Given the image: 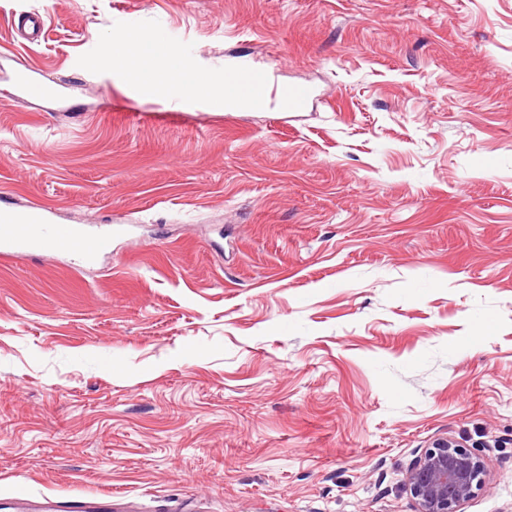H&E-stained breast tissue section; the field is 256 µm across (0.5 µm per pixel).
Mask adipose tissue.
Wrapping results in <instances>:
<instances>
[{"instance_id":"adipose-tissue-1","label":"adipose tissue","mask_w":512,"mask_h":512,"mask_svg":"<svg viewBox=\"0 0 512 512\" xmlns=\"http://www.w3.org/2000/svg\"><path fill=\"white\" fill-rule=\"evenodd\" d=\"M93 65L118 71L130 84L167 95L188 92L226 105V76L199 71L189 65H175L167 49L154 47L149 37L137 31H122L110 38L104 55L93 58Z\"/></svg>"}]
</instances>
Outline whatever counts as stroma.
<instances>
[{
  "label": "stroma",
  "mask_w": 512,
  "mask_h": 512,
  "mask_svg": "<svg viewBox=\"0 0 512 512\" xmlns=\"http://www.w3.org/2000/svg\"><path fill=\"white\" fill-rule=\"evenodd\" d=\"M125 29L312 97L173 106ZM0 199L114 231L0 263V500L412 512L449 438L512 512V0H0Z\"/></svg>",
  "instance_id": "obj_1"
}]
</instances>
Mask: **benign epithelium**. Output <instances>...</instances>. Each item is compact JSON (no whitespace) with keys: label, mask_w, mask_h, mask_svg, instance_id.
<instances>
[{"label":"benign epithelium","mask_w":512,"mask_h":512,"mask_svg":"<svg viewBox=\"0 0 512 512\" xmlns=\"http://www.w3.org/2000/svg\"><path fill=\"white\" fill-rule=\"evenodd\" d=\"M414 512H459L460 506L487 487L484 461L441 439L425 449L406 475Z\"/></svg>","instance_id":"obj_1"}]
</instances>
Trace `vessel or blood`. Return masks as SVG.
Returning <instances> with one entry per match:
<instances>
[{
  "instance_id": "1",
  "label": "vessel or blood",
  "mask_w": 512,
  "mask_h": 512,
  "mask_svg": "<svg viewBox=\"0 0 512 512\" xmlns=\"http://www.w3.org/2000/svg\"><path fill=\"white\" fill-rule=\"evenodd\" d=\"M229 86L255 111L266 110L276 101L294 112L309 97L308 89L300 85L271 91L267 73L249 65L233 68ZM110 247L111 238L106 231L52 223L44 209L0 207L1 260H14L44 249L92 259L107 253ZM33 512H112V501L104 497H76L62 502L44 496L37 500Z\"/></svg>"
}]
</instances>
